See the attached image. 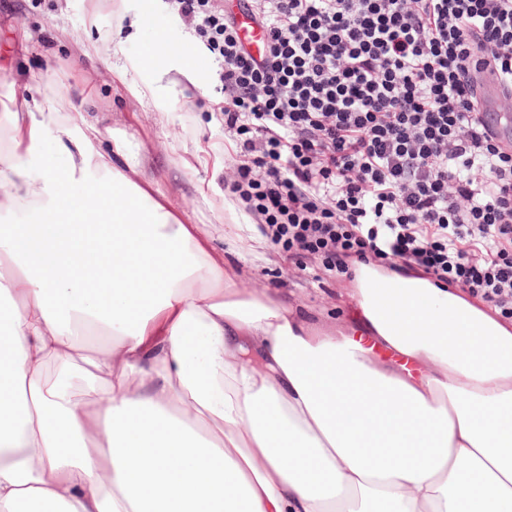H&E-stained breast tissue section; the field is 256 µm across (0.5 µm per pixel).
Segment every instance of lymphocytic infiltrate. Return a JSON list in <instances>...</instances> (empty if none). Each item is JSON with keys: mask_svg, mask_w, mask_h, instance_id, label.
<instances>
[{"mask_svg": "<svg viewBox=\"0 0 512 512\" xmlns=\"http://www.w3.org/2000/svg\"><path fill=\"white\" fill-rule=\"evenodd\" d=\"M221 65L224 180L295 263L422 270L512 319V146L477 73L512 93V0H168ZM235 12L239 16V32L246 46L256 54L264 53L266 42L261 34L257 32L248 17L243 15L238 9Z\"/></svg>", "mask_w": 512, "mask_h": 512, "instance_id": "1", "label": "lymphocytic infiltrate"}]
</instances>
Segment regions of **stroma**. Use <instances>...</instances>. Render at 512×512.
Returning a JSON list of instances; mask_svg holds the SVG:
<instances>
[{
  "label": "stroma",
  "instance_id": "1",
  "mask_svg": "<svg viewBox=\"0 0 512 512\" xmlns=\"http://www.w3.org/2000/svg\"><path fill=\"white\" fill-rule=\"evenodd\" d=\"M147 12L148 23L142 20ZM120 29L131 35L114 56L111 42ZM158 36L172 51L165 60L169 66L177 63L178 51L195 45L189 27L165 0H0V154L12 149L8 114L22 100L42 99L54 88L83 90L89 99L83 117L104 130L102 149L111 150L117 137L150 155L148 177L169 196L183 223L207 226L238 287L298 301L327 325L349 323L346 294L352 277L326 275L318 257L297 266L267 241L256 245L252 256L234 252L235 231L223 201L230 196L224 171L234 163L235 146L214 110L221 95L212 61L203 63L199 91L185 84L157 102L141 103L119 87L114 68H123L128 81H141L142 53ZM88 38L100 44L106 63L93 67L78 58L75 44ZM26 72L48 74L51 83L26 88Z\"/></svg>",
  "mask_w": 512,
  "mask_h": 512
}]
</instances>
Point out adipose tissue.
Here are the masks:
<instances>
[{"instance_id":"ef3b65f1","label":"adipose tissue","mask_w":512,"mask_h":512,"mask_svg":"<svg viewBox=\"0 0 512 512\" xmlns=\"http://www.w3.org/2000/svg\"><path fill=\"white\" fill-rule=\"evenodd\" d=\"M196 71L187 48L133 91ZM82 110L22 106L0 155V213L26 215L0 224V512H512V326L367 266L350 319L395 356L371 358L236 288L147 157L98 150ZM92 329L110 346L79 352Z\"/></svg>"}]
</instances>
